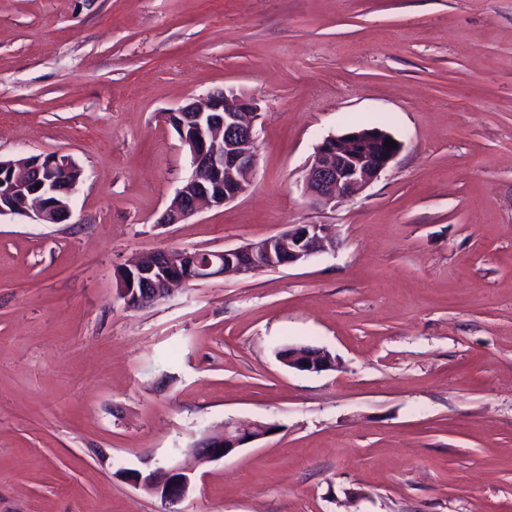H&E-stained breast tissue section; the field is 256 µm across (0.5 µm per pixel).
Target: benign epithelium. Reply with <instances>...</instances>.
Wrapping results in <instances>:
<instances>
[{
  "instance_id": "1",
  "label": "benign epithelium",
  "mask_w": 512,
  "mask_h": 512,
  "mask_svg": "<svg viewBox=\"0 0 512 512\" xmlns=\"http://www.w3.org/2000/svg\"><path fill=\"white\" fill-rule=\"evenodd\" d=\"M257 107L232 91H217L198 103L168 114V121L181 132L193 174L187 188L160 217L163 224H179L203 206H224L244 194L257 166L252 150ZM392 135L380 128L349 129L324 139L310 162L305 190L320 206L339 197H349L384 172L401 150L385 147ZM75 161L68 155L51 153L35 158H0V215L21 210L35 224H61L71 216L73 196L80 180L65 185L58 171L69 172ZM336 243L325 224H291L279 233L233 249L208 250L190 272L178 273L176 250L164 248L141 254L121 270L118 288L129 306H147L170 295L176 287L193 281L227 275L248 276L277 265L308 261ZM290 369L318 373L336 367L335 359L322 348L296 351L281 359ZM273 426L254 422L247 426L226 422L217 433L204 434L198 454L221 460L239 449L266 438ZM133 482L169 504L181 500L191 479L176 465L162 476L150 474Z\"/></svg>"
}]
</instances>
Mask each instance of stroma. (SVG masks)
I'll return each mask as SVG.
<instances>
[{"mask_svg":"<svg viewBox=\"0 0 512 512\" xmlns=\"http://www.w3.org/2000/svg\"><path fill=\"white\" fill-rule=\"evenodd\" d=\"M253 100L247 192L159 218L192 174L166 112ZM402 144L315 206L319 144ZM83 170L61 224L0 216V512H512V0H0V157ZM336 249L127 307L120 268L290 224ZM335 369L288 368L287 344ZM227 421L275 434L219 461ZM133 482L147 492L160 498L162 503L169 504L181 500L187 492L191 479L177 465L170 466L161 477L149 474L146 478L135 477Z\"/></svg>","mask_w":512,"mask_h":512,"instance_id":"stroma-1","label":"stroma"}]
</instances>
